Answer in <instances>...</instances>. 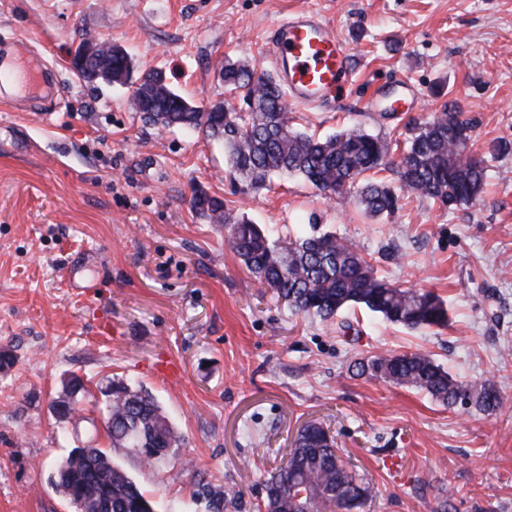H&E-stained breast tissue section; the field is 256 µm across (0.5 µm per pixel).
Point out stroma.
Masks as SVG:
<instances>
[{"label": "stroma", "instance_id": "35a3bbf8", "mask_svg": "<svg viewBox=\"0 0 512 512\" xmlns=\"http://www.w3.org/2000/svg\"><path fill=\"white\" fill-rule=\"evenodd\" d=\"M311 9L349 47L355 75L335 104L294 109L297 127L403 137L410 119L457 101L474 124L471 152L486 160L478 202L450 210L403 195L372 218L356 197L330 201L297 178L242 190L221 142L145 123L134 84L94 90L72 66L86 36L119 44L135 76L162 70L204 108L226 98L225 59L271 72L275 23ZM3 37L23 39L59 91L35 107L0 92V350L11 356L0 369V512H75L50 476L90 436L108 447L93 422L112 378L150 389L180 438L151 467L112 453L157 512H201L195 473L233 486L241 512H254L309 422L372 485L363 512H440L446 491L451 512H512V0H0ZM403 83L410 105L389 113ZM498 142L508 151L493 152ZM199 189L259 224L316 220L391 283L443 298L448 328L411 331L349 309L354 341L295 313L195 211ZM102 321L116 333L107 345ZM414 351L466 385L492 381L502 408L451 409L349 369L355 357ZM162 354L179 380L156 374ZM73 374L87 391L64 439L50 402Z\"/></svg>", "mask_w": 512, "mask_h": 512}]
</instances>
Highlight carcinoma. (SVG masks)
<instances>
[{
    "label": "carcinoma",
    "mask_w": 512,
    "mask_h": 512,
    "mask_svg": "<svg viewBox=\"0 0 512 512\" xmlns=\"http://www.w3.org/2000/svg\"><path fill=\"white\" fill-rule=\"evenodd\" d=\"M98 52L112 66V77L86 76L88 84H120L130 76L126 50L109 43ZM224 87L246 111L201 112L158 70L141 77L134 107L151 125L202 131L224 141L232 171L253 191L268 188L275 173L295 176L331 199L355 192L372 217L392 213L401 193L456 209L472 204L483 192L485 160L464 155L467 144L458 131L472 128V123L455 102L444 103L428 120L410 126L402 148L398 140L370 134L359 125L324 139L298 130L281 83L270 74H256L245 63L224 62ZM385 170L394 173L397 185L377 177ZM193 207L210 222L224 225L225 241L243 266L297 313L329 321L344 309L360 307L409 330L448 326V308L439 296L381 279L355 244L321 233L315 224H297L291 230L255 224L245 216H232L221 199L203 190L194 194ZM353 368L359 376L417 388L448 408L472 405L493 413L502 406L491 382L478 388L465 385L423 352L371 355L356 359ZM109 386L112 390L102 391L103 424L112 447L146 466L172 457L179 437L156 396L122 378ZM63 389L66 398L54 407L60 420L72 415L77 395L86 391L75 374L64 380ZM53 475L72 503L90 498L110 504L111 512H155V503L105 448L91 445L85 457L69 455ZM265 490L256 512H338L355 500L361 508L373 488L341 459L330 431L311 423L299 431L287 461L270 474ZM191 497L204 504L205 512L238 509L239 494L233 487L203 478L193 482Z\"/></svg>",
    "instance_id": "obj_1"
}]
</instances>
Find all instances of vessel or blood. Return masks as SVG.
Wrapping results in <instances>:
<instances>
[{
  "mask_svg": "<svg viewBox=\"0 0 512 512\" xmlns=\"http://www.w3.org/2000/svg\"><path fill=\"white\" fill-rule=\"evenodd\" d=\"M16 70L0 69V79L36 84L40 71L29 64L25 44L15 41ZM268 52L288 89L289 100L298 106L334 103L351 82L349 51L333 28L312 12L290 15L278 23Z\"/></svg>",
  "mask_w": 512,
  "mask_h": 512,
  "instance_id": "obj_1",
  "label": "vessel or blood"
}]
</instances>
